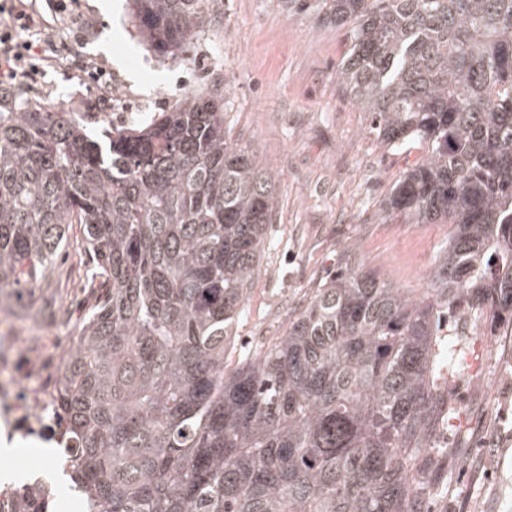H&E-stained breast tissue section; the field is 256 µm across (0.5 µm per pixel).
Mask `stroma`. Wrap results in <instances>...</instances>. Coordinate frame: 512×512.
Listing matches in <instances>:
<instances>
[{
	"label": "stroma",
	"mask_w": 512,
	"mask_h": 512,
	"mask_svg": "<svg viewBox=\"0 0 512 512\" xmlns=\"http://www.w3.org/2000/svg\"><path fill=\"white\" fill-rule=\"evenodd\" d=\"M46 21L49 56L24 98L32 109H112L97 80L105 73L134 111L175 106L205 79L224 82V124L266 165L275 183L273 222L248 293L247 318L224 356L233 370L283 333L324 277L350 264L376 272L413 295L431 285L446 224H392L381 204L419 155L381 144L366 113L352 105L336 73L346 34L311 16H289L276 0H216L191 47L160 56L139 36L127 0H78L79 36L58 23L46 0H33ZM53 275L17 288L0 286V312L19 344L52 324L75 329L92 299L86 284L83 230ZM55 316L25 318L30 305ZM469 365L448 388L453 412L433 435L443 448L430 512H512V318L468 322L461 344Z\"/></svg>",
	"instance_id": "obj_1"
}]
</instances>
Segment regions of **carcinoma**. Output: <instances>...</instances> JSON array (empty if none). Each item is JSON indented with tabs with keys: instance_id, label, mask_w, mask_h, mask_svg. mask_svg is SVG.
Wrapping results in <instances>:
<instances>
[{
	"instance_id": "1",
	"label": "carcinoma",
	"mask_w": 512,
	"mask_h": 512,
	"mask_svg": "<svg viewBox=\"0 0 512 512\" xmlns=\"http://www.w3.org/2000/svg\"><path fill=\"white\" fill-rule=\"evenodd\" d=\"M212 0H132L159 53ZM347 28L337 80L371 132L423 153L381 210L448 224L416 298L345 267L232 372L274 182L224 129L218 77L139 129L0 112V283L40 282L83 228L95 303L60 369L82 512H428L420 461L465 370L443 314H512V0H278ZM44 484L17 512H45Z\"/></svg>"
}]
</instances>
